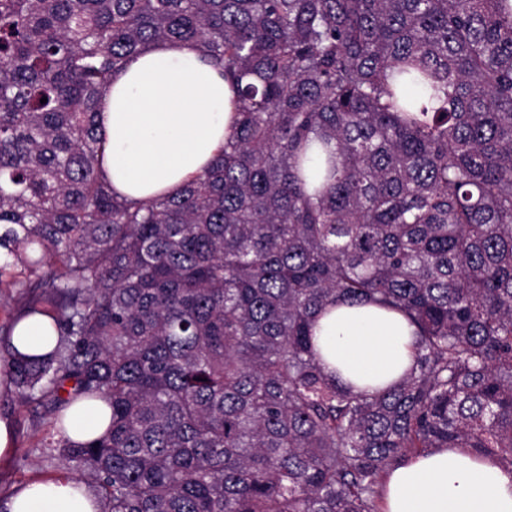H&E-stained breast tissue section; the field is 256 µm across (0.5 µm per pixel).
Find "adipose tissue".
<instances>
[{"instance_id": "ef3b65f1", "label": "adipose tissue", "mask_w": 512, "mask_h": 512, "mask_svg": "<svg viewBox=\"0 0 512 512\" xmlns=\"http://www.w3.org/2000/svg\"><path fill=\"white\" fill-rule=\"evenodd\" d=\"M235 92L199 45L159 40L116 74L103 97V168L130 201L179 193L209 166L234 125ZM414 328L400 312L373 303H337L316 320L321 352L342 382L371 390L400 378L413 361ZM47 317L22 318L10 343L28 355L55 345ZM66 436L103 435L110 409L78 401L65 412ZM385 512H512V474L470 448H439L395 465L385 482ZM0 512H98L84 485L49 478L19 487Z\"/></svg>"}]
</instances>
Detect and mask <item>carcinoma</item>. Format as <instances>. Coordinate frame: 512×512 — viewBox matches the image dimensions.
Returning <instances> with one entry per match:
<instances>
[{"label": "carcinoma", "instance_id": "obj_1", "mask_svg": "<svg viewBox=\"0 0 512 512\" xmlns=\"http://www.w3.org/2000/svg\"><path fill=\"white\" fill-rule=\"evenodd\" d=\"M171 39L238 120L179 194L126 202L102 98ZM3 284L58 340L0 371L56 411L42 447L98 512H383L390 468L436 448L512 472V4L0 0ZM365 299L417 328L372 394L313 332ZM82 397L112 410L88 443L61 426Z\"/></svg>", "mask_w": 512, "mask_h": 512}]
</instances>
